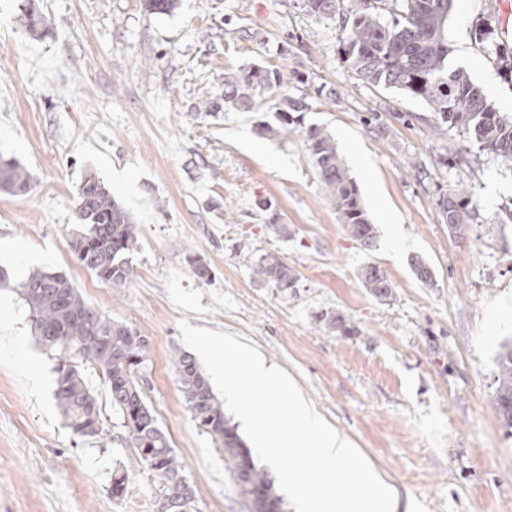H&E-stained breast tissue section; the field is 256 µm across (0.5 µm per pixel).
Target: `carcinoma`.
I'll return each mask as SVG.
<instances>
[{
  "mask_svg": "<svg viewBox=\"0 0 512 512\" xmlns=\"http://www.w3.org/2000/svg\"><path fill=\"white\" fill-rule=\"evenodd\" d=\"M384 0H306L307 10L322 17H341L337 39L342 52L360 79L378 87L397 89L425 100L442 122L467 131L480 150L512 167V114L487 102L481 89L459 69H448L445 25L448 0H398L399 16L381 19L376 4ZM178 0H144L153 14H167ZM27 31L41 37L48 32L46 17L28 7L23 16ZM281 84L277 69L254 67L224 74V98L207 100L199 112L222 109L249 112L264 92ZM300 100L282 97L275 106L274 122L263 131L280 137L299 124ZM305 146L323 188L345 231L364 249L376 240L374 225L360 204L357 189L343 166L333 137L317 125L306 130ZM30 190L27 169L14 159L0 156V191L24 195ZM448 230L456 239L467 237L475 218L472 196L464 188H451L438 202ZM80 229L71 232L68 246L81 264L111 288H123L131 280L128 255L137 249V226L99 177L87 173L81 180L75 203ZM253 277L272 288L295 287L296 271L276 253H266L252 266ZM361 281L375 298L393 293L384 272L371 264L361 269ZM18 294L28 306L36 341L60 352L55 397L67 426L78 436L103 440L98 399L85 382L89 366L101 373L112 410L120 418L121 440L135 451L158 483L157 512H190L193 499L181 495L187 482L181 463L146 401L138 370L147 348L146 337L113 321L91 307L71 281L59 272L38 271L19 285ZM329 333L352 332L345 315L326 312L320 317ZM178 382L197 427L215 447L224 452L234 492L252 512L255 498L268 501L283 512L282 500L267 472L256 465L237 428L224 416V409L195 358L175 354ZM496 388L492 406L512 428V344H502L497 358Z\"/></svg>",
  "mask_w": 512,
  "mask_h": 512,
  "instance_id": "cac0c4a2",
  "label": "carcinoma"
}]
</instances>
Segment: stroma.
<instances>
[{"instance_id": "35a3bbf8", "label": "stroma", "mask_w": 512, "mask_h": 512, "mask_svg": "<svg viewBox=\"0 0 512 512\" xmlns=\"http://www.w3.org/2000/svg\"><path fill=\"white\" fill-rule=\"evenodd\" d=\"M34 3L49 26L39 40L22 22L26 0H0V154L31 177L27 195L0 192V265L18 283L63 273L86 302L146 336L141 384L195 491L191 512L245 507L178 382L183 318L238 335L284 369L401 500L426 512H512V431L492 406L512 323L485 322L512 294V168L425 101L361 81L339 50L337 21L310 14L305 0H180L169 14L141 0ZM501 14V0H454L448 67L512 113V81L478 36L483 19ZM256 65L280 69L279 94L306 105L288 136L261 131L278 94L250 112L199 110L223 96L225 73ZM310 125L333 136L376 230L372 249L339 223L305 149ZM88 171L137 226L122 288L101 283L67 244ZM457 185L477 205L463 241L437 206ZM273 211L287 236L271 232ZM394 224L406 238L395 256L386 247ZM267 252L296 270L294 288L254 279ZM195 255L210 277L195 275ZM416 258L432 282L417 280ZM371 264L391 298L364 288ZM325 310L344 313L353 333H328ZM7 324L18 339L0 346V512H156V482L134 449L65 424L57 355L35 343L20 297L0 288ZM116 468L129 479L120 498L110 493Z\"/></svg>"}]
</instances>
